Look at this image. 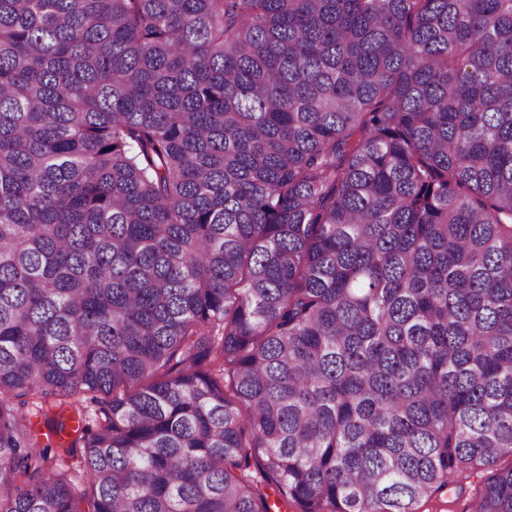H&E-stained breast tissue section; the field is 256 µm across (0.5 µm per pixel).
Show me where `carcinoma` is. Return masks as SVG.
<instances>
[{
  "label": "carcinoma",
  "instance_id": "1",
  "mask_svg": "<svg viewBox=\"0 0 512 512\" xmlns=\"http://www.w3.org/2000/svg\"><path fill=\"white\" fill-rule=\"evenodd\" d=\"M505 455L512 0H0V512H512ZM477 478L471 479V484L468 485V489L463 497L457 498L452 493L447 495L441 494L438 497H434L425 504H420V512H464L468 507V498L474 488Z\"/></svg>",
  "mask_w": 512,
  "mask_h": 512
}]
</instances>
